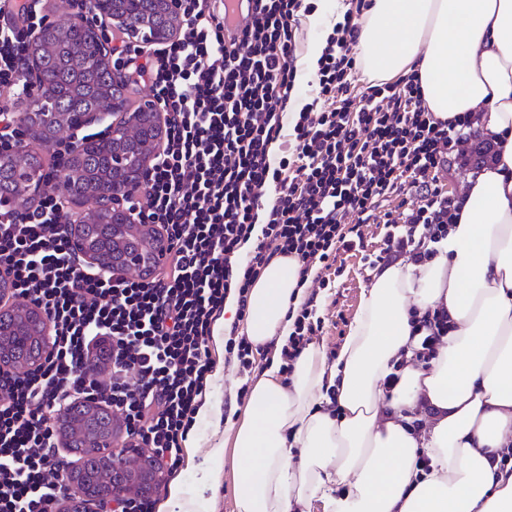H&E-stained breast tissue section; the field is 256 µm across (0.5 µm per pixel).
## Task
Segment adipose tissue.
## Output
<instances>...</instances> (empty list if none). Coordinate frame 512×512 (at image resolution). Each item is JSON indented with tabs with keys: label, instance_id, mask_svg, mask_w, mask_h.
I'll list each match as a JSON object with an SVG mask.
<instances>
[{
	"label": "adipose tissue",
	"instance_id": "obj_1",
	"mask_svg": "<svg viewBox=\"0 0 512 512\" xmlns=\"http://www.w3.org/2000/svg\"><path fill=\"white\" fill-rule=\"evenodd\" d=\"M356 52L373 81L418 72L433 117L471 113L500 158L464 184L434 258L373 272L335 361L312 343L254 380L236 510L512 512V0H372ZM300 269L279 255L254 281V346L287 345ZM438 311L449 330L425 365L413 325Z\"/></svg>",
	"mask_w": 512,
	"mask_h": 512
}]
</instances>
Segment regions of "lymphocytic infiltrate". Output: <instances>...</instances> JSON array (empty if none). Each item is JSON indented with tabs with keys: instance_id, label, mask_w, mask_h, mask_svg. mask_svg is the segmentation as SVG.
<instances>
[{
	"instance_id": "lymphocytic-infiltrate-1",
	"label": "lymphocytic infiltrate",
	"mask_w": 512,
	"mask_h": 512,
	"mask_svg": "<svg viewBox=\"0 0 512 512\" xmlns=\"http://www.w3.org/2000/svg\"><path fill=\"white\" fill-rule=\"evenodd\" d=\"M251 22L226 32L224 0H179L180 36L152 53L116 46L112 54L148 86L166 138L141 188L126 197L167 245L148 274L110 277L74 249L66 200L50 184L72 150L51 148L49 187L33 204L0 211V276L16 296L39 306L52 349L36 368H0V512H54L65 480L48 481L67 463L55 444L58 415L97 396L124 425V439L148 448L153 464L174 474L213 369L209 340L229 293L238 315L261 269L278 254L302 272L330 267L357 249L348 218L387 225L388 247L369 266L411 247L433 258L427 242L448 234L457 208L438 173L464 158L470 113L434 119L418 73L355 95L358 5L335 22L317 59L311 101L286 121L297 73L293 28L308 0H253ZM11 26L0 40V86L15 87L35 27L25 0H0ZM324 109H316V102ZM290 138V156L270 146ZM413 189L416 208L381 211L384 198ZM262 238L239 261L265 195Z\"/></svg>"
}]
</instances>
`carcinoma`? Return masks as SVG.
Here are the masks:
<instances>
[{
  "instance_id": "carcinoma-1",
  "label": "carcinoma",
  "mask_w": 512,
  "mask_h": 512,
  "mask_svg": "<svg viewBox=\"0 0 512 512\" xmlns=\"http://www.w3.org/2000/svg\"><path fill=\"white\" fill-rule=\"evenodd\" d=\"M99 13L110 17L127 14L134 23L143 25L156 35L163 36L175 29L174 19L165 12L161 0H92ZM94 40L92 32L73 20L43 29L31 53L37 56L48 76L44 100L39 106H27L23 121L33 133V140L43 147L50 146L61 134L64 124L75 116L94 111H112L117 105L128 104L126 86L112 78L107 61L91 59L78 54L77 47ZM156 128L153 116L142 117L141 130L134 139L122 136L89 140L77 148L64 167L68 197L90 203L98 189L112 182V153L116 149L131 154L132 164L139 156L154 148ZM44 155L29 147L23 151L0 154V195H12L28 201L31 178L42 177ZM83 245L103 261L119 262L124 255L144 248L145 239L129 234L115 242L112 217L88 209L80 220ZM37 331L26 330V338L9 332L0 334V343L18 354L17 363L26 364L40 352V342L34 339ZM80 423V437L72 448L81 455L82 466L76 471V480L90 497H104L111 492L112 481L105 480L112 465L97 456L92 447L109 432V423L83 404L72 407L71 419L60 421L64 432L70 420Z\"/></svg>"
}]
</instances>
